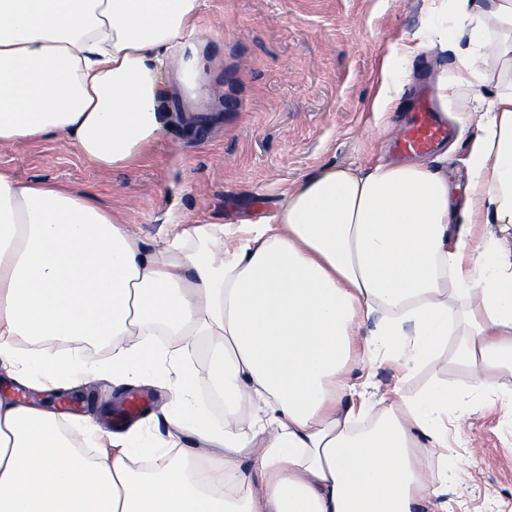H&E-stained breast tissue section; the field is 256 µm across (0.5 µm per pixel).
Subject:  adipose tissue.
<instances>
[{
  "label": "adipose tissue",
  "mask_w": 512,
  "mask_h": 512,
  "mask_svg": "<svg viewBox=\"0 0 512 512\" xmlns=\"http://www.w3.org/2000/svg\"><path fill=\"white\" fill-rule=\"evenodd\" d=\"M468 32L439 28L416 51H454L436 97L484 104L469 177L422 162L325 167L272 216L231 226L199 215L154 249L123 212L0 168V376L37 392L101 377L168 376L166 438L130 427L98 451L90 418L66 426L37 402L0 397V512H448V408L432 388L377 406L354 381L374 350L411 373L466 325L458 359L481 389L512 369V81L484 87V36H505L512 0H429ZM205 0H0V144L61 140L87 163L142 164L166 128L162 104L209 66L196 37ZM376 320L374 339L356 329ZM173 337L171 346L156 344ZM224 400L196 398L200 338ZM108 343L86 363L83 345ZM376 414L356 433L357 417ZM191 433L206 459L167 449Z\"/></svg>",
  "instance_id": "ef3b65f1"
}]
</instances>
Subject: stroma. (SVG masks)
I'll list each match as a JSON object with an SVG mask.
<instances>
[{
    "label": "stroma",
    "instance_id": "obj_1",
    "mask_svg": "<svg viewBox=\"0 0 512 512\" xmlns=\"http://www.w3.org/2000/svg\"><path fill=\"white\" fill-rule=\"evenodd\" d=\"M426 19V0H207L201 27L213 67L166 103L171 121L142 166L101 170L50 141L0 147V166L124 209L148 248L202 212L225 224L271 215L287 188L323 166L395 161L388 135L431 80L432 61L416 58L396 109L383 115L371 109L379 64ZM462 335L452 325L435 361L409 378L381 356L353 362L352 373L378 397L396 385L408 396L431 385L466 391L448 410L467 421L448 433V512H512V373L496 375V391L472 389L470 368L455 358ZM135 397L145 403L127 414ZM34 399L71 417L94 415L106 432L123 411L126 425L162 435L158 414L174 393L160 379L118 386L104 378Z\"/></svg>",
    "mask_w": 512,
    "mask_h": 512
}]
</instances>
